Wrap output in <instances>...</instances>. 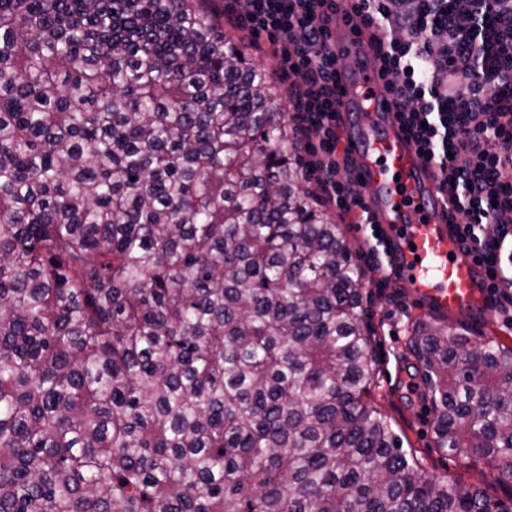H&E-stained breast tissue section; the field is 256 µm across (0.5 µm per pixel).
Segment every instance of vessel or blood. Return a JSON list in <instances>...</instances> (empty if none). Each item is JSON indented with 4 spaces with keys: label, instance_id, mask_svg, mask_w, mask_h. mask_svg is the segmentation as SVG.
I'll use <instances>...</instances> for the list:
<instances>
[{
    "label": "vessel or blood",
    "instance_id": "b4317fda",
    "mask_svg": "<svg viewBox=\"0 0 512 512\" xmlns=\"http://www.w3.org/2000/svg\"><path fill=\"white\" fill-rule=\"evenodd\" d=\"M376 29L343 22L331 41L340 57L338 109L350 132L354 175L379 225L391 272L425 308L491 322L496 311L483 266L462 248L435 170L417 152L374 60Z\"/></svg>",
    "mask_w": 512,
    "mask_h": 512
}]
</instances>
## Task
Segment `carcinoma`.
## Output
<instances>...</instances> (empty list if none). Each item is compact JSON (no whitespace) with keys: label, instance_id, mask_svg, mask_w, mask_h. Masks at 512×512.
<instances>
[{"label":"carcinoma","instance_id":"cac0c4a2","mask_svg":"<svg viewBox=\"0 0 512 512\" xmlns=\"http://www.w3.org/2000/svg\"><path fill=\"white\" fill-rule=\"evenodd\" d=\"M222 0H0V512H512L367 397L365 275ZM512 484V348L419 320Z\"/></svg>","mask_w":512,"mask_h":512}]
</instances>
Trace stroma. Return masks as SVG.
<instances>
[{"mask_svg": "<svg viewBox=\"0 0 512 512\" xmlns=\"http://www.w3.org/2000/svg\"><path fill=\"white\" fill-rule=\"evenodd\" d=\"M348 237L353 246V261L362 265L373 282L365 305L367 319L374 329L373 351L378 355L371 393L373 407L390 418L404 448L415 452L427 476L479 487L493 498L511 502L512 486L496 483L484 464L437 448L429 403L409 393L404 385L414 363L409 347L411 327L418 320L430 319L432 313L414 301L411 289L398 276L376 269L361 232L349 228Z\"/></svg>", "mask_w": 512, "mask_h": 512, "instance_id": "obj_1", "label": "stroma"}]
</instances>
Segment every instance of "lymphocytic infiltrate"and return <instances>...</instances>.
<instances>
[{
	"label": "lymphocytic infiltrate",
	"instance_id": "obj_1",
	"mask_svg": "<svg viewBox=\"0 0 512 512\" xmlns=\"http://www.w3.org/2000/svg\"><path fill=\"white\" fill-rule=\"evenodd\" d=\"M336 0H231L227 19L267 40L283 74L303 148L313 149L319 195L342 223L363 227L382 253L364 203L336 106L339 56L330 34ZM353 12L375 26V54L399 117L433 163L439 188L460 218L456 232L490 280L512 283V0H359Z\"/></svg>",
	"mask_w": 512,
	"mask_h": 512
}]
</instances>
